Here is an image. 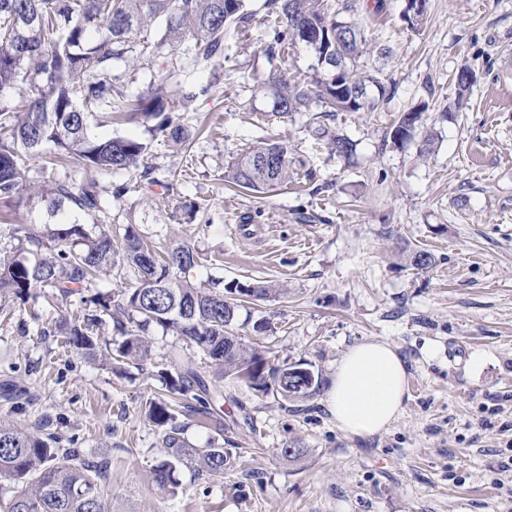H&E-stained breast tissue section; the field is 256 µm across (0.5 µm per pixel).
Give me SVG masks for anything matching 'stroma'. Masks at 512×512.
Segmentation results:
<instances>
[{
	"label": "stroma",
	"instance_id": "stroma-1",
	"mask_svg": "<svg viewBox=\"0 0 512 512\" xmlns=\"http://www.w3.org/2000/svg\"><path fill=\"white\" fill-rule=\"evenodd\" d=\"M330 2L371 47L362 72L391 88L374 110L331 121L356 142L353 160L313 136L312 113L275 112L272 76L307 79L317 61L301 43L267 57V0H245L249 21L228 29L215 69L182 71L194 94L178 112L189 145L150 139L139 119L95 117L97 135L149 139L144 170H46L32 158L22 198L0 201L11 223L47 224L36 195L45 181L93 179L107 193L128 185L112 203L113 223L138 225L162 247L190 240L205 260L197 279L218 272L287 288L284 297L241 304L234 333L271 348L276 364H304L323 384L312 398L289 401L226 377L225 412L248 402L254 426L225 430L234 464L223 476L180 468L172 494L153 480L164 451L143 415L156 380L59 353L52 336L18 335L31 314L57 317L44 302L0 313V376L35 394L15 421L33 427L47 415L87 453L105 451L112 512H512V0H429L414 28L406 0ZM192 44L185 39L149 65L114 62L126 102L180 69ZM464 66L476 81L444 118ZM421 103L425 123L394 146L399 116ZM265 139L286 143L295 158L287 183L265 193L226 186L228 165ZM415 249L431 252L434 265L410 266ZM261 318L268 329L259 334ZM371 339L404 358L408 398L381 435L350 438L336 427L325 386L340 356ZM478 350L490 360L476 371ZM294 446L302 455L283 456Z\"/></svg>",
	"mask_w": 512,
	"mask_h": 512
}]
</instances>
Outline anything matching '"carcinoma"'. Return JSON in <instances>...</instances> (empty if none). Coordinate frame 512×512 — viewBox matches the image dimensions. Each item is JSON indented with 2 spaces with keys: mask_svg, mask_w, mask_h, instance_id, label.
<instances>
[{
  "mask_svg": "<svg viewBox=\"0 0 512 512\" xmlns=\"http://www.w3.org/2000/svg\"><path fill=\"white\" fill-rule=\"evenodd\" d=\"M268 6L275 15L265 46L268 56L298 43L307 26L329 31L331 54L323 47L315 51L322 75L307 82L276 78L278 113L320 114L313 135L326 139L337 157L350 160L355 142L330 131L325 120L338 112L371 110L376 98L387 95L383 83L359 72V59L369 51L364 33L333 11L329 0H268ZM244 8L245 0H0V199L12 200L24 191L27 153L47 154L87 172L137 167L146 143L89 132L92 114L110 116L126 108L113 84V61L140 62L144 34L161 22L165 32L153 55L189 37L194 43L188 65L206 69L224 54L227 28L247 18ZM454 80L458 99L453 108L459 109L474 84V72L462 67ZM178 96L194 98L177 80L137 100L131 115L153 122L155 137L181 145L184 131L172 119ZM423 111L419 107L400 115L391 132L394 145L409 139ZM291 164L287 145L268 140L236 157L224 178L243 189L272 190L288 181ZM41 199L53 216L71 207L89 222L0 225V238L13 243L0 255V298L24 302L34 288L49 289L48 297L61 302L82 295L79 315L63 314L42 325L39 335L60 336L65 347L88 363L124 374L131 368L146 370L152 360L150 336L162 328L210 359L218 375L233 376L263 395L295 401L319 392L321 381L313 375L282 381L286 366L271 363L267 350L233 333L238 302L276 297L281 288L264 282L226 283L212 275L195 282L191 272L200 260L195 246L183 240L160 250L135 224L117 234L100 219L105 202L92 179L78 186L51 180L42 187ZM407 258L417 270L435 262L421 249ZM112 275L121 286L99 290V281ZM108 324L120 340L101 337ZM164 359L176 374L159 372L162 393L144 404L166 455L154 469L156 483L176 488L182 466L224 475L233 461L219 442L224 418L213 409L224 399L223 386L209 384L179 345L170 346ZM189 400L199 403L194 412L208 419L214 433L203 448L185 438V426L177 421L181 410L191 409ZM110 475L108 458L84 452L73 438L62 440L49 416L34 431L0 419V477L22 482L11 496L0 497V512H111L105 496Z\"/></svg>",
  "mask_w": 512,
  "mask_h": 512,
  "instance_id": "cac0c4a2",
  "label": "carcinoma"
}]
</instances>
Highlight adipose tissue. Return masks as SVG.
I'll return each instance as SVG.
<instances>
[{"label":"adipose tissue","instance_id":"adipose-tissue-1","mask_svg":"<svg viewBox=\"0 0 512 512\" xmlns=\"http://www.w3.org/2000/svg\"><path fill=\"white\" fill-rule=\"evenodd\" d=\"M408 373L396 348L385 341L350 347L336 363L327 393L337 428L351 438L381 434L403 408Z\"/></svg>","mask_w":512,"mask_h":512}]
</instances>
